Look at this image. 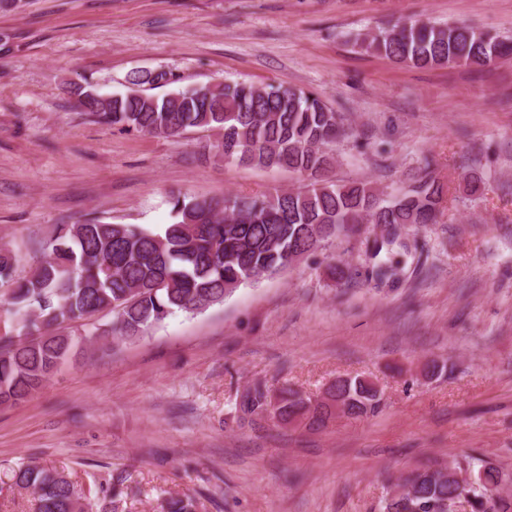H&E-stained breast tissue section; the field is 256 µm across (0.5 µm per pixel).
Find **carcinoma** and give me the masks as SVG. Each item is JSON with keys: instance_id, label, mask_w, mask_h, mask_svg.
Returning <instances> with one entry per match:
<instances>
[{"instance_id": "carcinoma-1", "label": "carcinoma", "mask_w": 512, "mask_h": 512, "mask_svg": "<svg viewBox=\"0 0 512 512\" xmlns=\"http://www.w3.org/2000/svg\"><path fill=\"white\" fill-rule=\"evenodd\" d=\"M357 44L417 67H488L512 56V42L490 31L409 19L369 32ZM171 82L165 71H138L129 78L133 86ZM84 110L102 123L168 138L192 129L215 131L224 160L292 171L303 184L260 196L173 195V222L160 229L100 220L60 224L41 245L43 259L23 277L17 276L18 255L1 244L0 286H12V314L24 331L0 336L1 405L39 390L69 353L74 338L50 332L53 326L108 310L114 313L111 328L88 331L85 340L140 338L177 313H202L241 285L286 271L331 240L360 234L366 224H434L444 209V186L426 171L395 194L368 182L330 180L335 158L328 146L347 129L340 115L301 89L234 81L161 96L129 91L112 100L91 98ZM335 387L349 415L377 413L380 397L370 381L342 378ZM267 399L268 392L256 386L247 391L244 410L261 413ZM300 413L311 427L328 421L296 389H281L280 419ZM450 469L474 472L467 490L473 512H512L502 472L469 460L406 475L413 497H404L402 509L448 512V497L457 492L445 478ZM12 479L32 490L36 512H110L98 495L78 490L62 472L29 465L13 471ZM163 508L196 512L197 504L185 495L168 498Z\"/></svg>"}]
</instances>
